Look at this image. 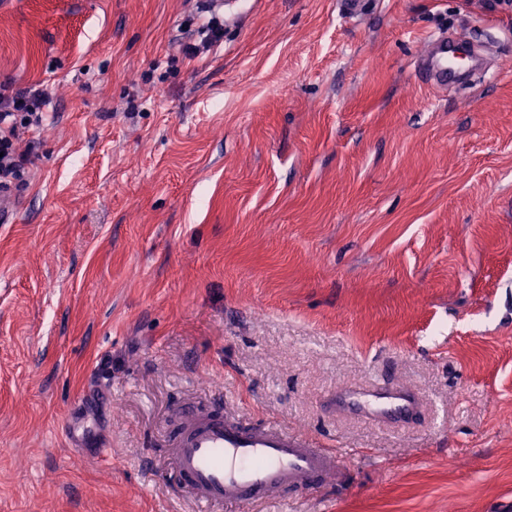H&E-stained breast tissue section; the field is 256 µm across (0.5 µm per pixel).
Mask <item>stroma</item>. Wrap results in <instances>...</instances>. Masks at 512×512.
<instances>
[{
	"label": "stroma",
	"mask_w": 512,
	"mask_h": 512,
	"mask_svg": "<svg viewBox=\"0 0 512 512\" xmlns=\"http://www.w3.org/2000/svg\"><path fill=\"white\" fill-rule=\"evenodd\" d=\"M0 0V83L42 84L0 223V512H198L186 401L328 438L343 489L262 512H512V6ZM483 42L473 87L415 75ZM386 377L401 428L324 409ZM108 444L71 447L64 422ZM380 0H340V10L348 19H359L379 8Z\"/></svg>",
	"instance_id": "obj_1"
}]
</instances>
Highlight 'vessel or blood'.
Wrapping results in <instances>:
<instances>
[{
  "instance_id": "b4317fda",
  "label": "vessel or blood",
  "mask_w": 512,
  "mask_h": 512,
  "mask_svg": "<svg viewBox=\"0 0 512 512\" xmlns=\"http://www.w3.org/2000/svg\"><path fill=\"white\" fill-rule=\"evenodd\" d=\"M339 5L346 18L358 19L377 10L380 0H339ZM419 75L429 83L453 80L446 48H439L434 62L421 63ZM328 397L336 412L399 426L420 411L415 391L393 382L368 388L339 386ZM182 413L184 420L172 439V460L181 490L202 512L225 505L288 502L326 486L341 469L336 449L284 424H253L212 405L200 410L193 402L186 403Z\"/></svg>"
}]
</instances>
